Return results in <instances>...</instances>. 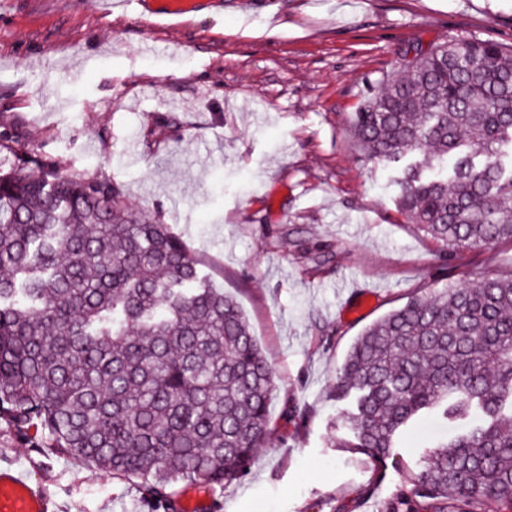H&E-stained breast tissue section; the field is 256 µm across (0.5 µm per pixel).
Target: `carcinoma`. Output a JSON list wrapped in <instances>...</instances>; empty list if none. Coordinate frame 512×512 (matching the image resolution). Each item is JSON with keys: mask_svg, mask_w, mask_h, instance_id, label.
<instances>
[{"mask_svg": "<svg viewBox=\"0 0 512 512\" xmlns=\"http://www.w3.org/2000/svg\"><path fill=\"white\" fill-rule=\"evenodd\" d=\"M349 132L396 206L458 265L512 242V44L407 47ZM119 188L22 152L0 167V416L132 479L166 512L182 482L247 474L267 442L272 371L237 302ZM340 447L376 466L425 418L388 512H512V277L412 297L367 326L336 372ZM309 412L286 411L299 428Z\"/></svg>", "mask_w": 512, "mask_h": 512, "instance_id": "1", "label": "carcinoma"}]
</instances>
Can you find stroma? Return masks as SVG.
Returning <instances> with one entry per match:
<instances>
[{
	"label": "stroma",
	"instance_id": "obj_1",
	"mask_svg": "<svg viewBox=\"0 0 512 512\" xmlns=\"http://www.w3.org/2000/svg\"><path fill=\"white\" fill-rule=\"evenodd\" d=\"M196 0L178 26L156 0H0V130L67 173L112 181L131 215L167 224L233 296L271 366L272 433L211 512H384L397 468L341 448L336 371L362 329L412 296L512 276V243L444 269L405 223L348 125L415 42L512 41V0ZM332 263L316 268L312 253ZM296 404L306 429L282 437ZM58 512H162L137 483L0 418V465Z\"/></svg>",
	"mask_w": 512,
	"mask_h": 512
}]
</instances>
